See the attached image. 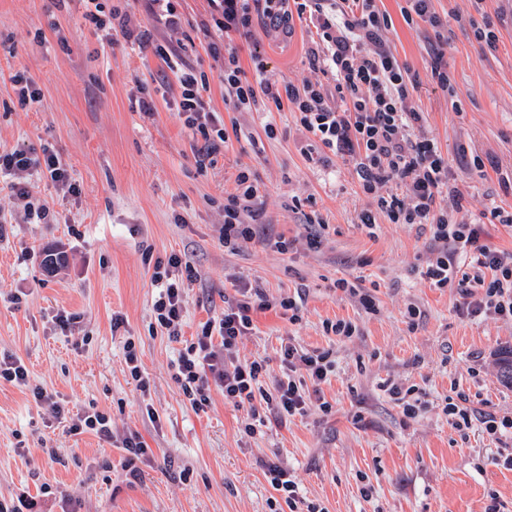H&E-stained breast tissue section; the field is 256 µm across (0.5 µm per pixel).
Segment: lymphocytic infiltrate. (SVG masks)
Here are the masks:
<instances>
[{"instance_id":"1","label":"lymphocytic infiltrate","mask_w":512,"mask_h":512,"mask_svg":"<svg viewBox=\"0 0 512 512\" xmlns=\"http://www.w3.org/2000/svg\"><path fill=\"white\" fill-rule=\"evenodd\" d=\"M208 7L210 32L246 41L256 23L285 26L293 15H308L315 29L312 61L330 71L335 92L319 82L308 81L298 89L268 81L266 66L257 56L252 59L254 76L246 78L233 49L224 55L225 103L237 111L289 107L307 139L302 148L306 156L320 148L353 161L360 187L371 199L358 215L359 224L374 228L383 214L390 223L427 229L431 247L424 275L431 286L462 288V315L511 320L512 250L490 247L483 241L482 225L463 224L449 214L445 198L461 203L465 196L451 178L447 156L424 132V115L414 101L418 76L387 45L383 33L390 17L377 0H341L331 8L325 0H208ZM154 52L177 79V110L185 125L202 137L207 152H216L229 134L210 107L207 74L183 64L186 47L159 44ZM0 172L12 176L9 188L24 200L26 216L41 220L49 212L46 203L32 186L17 181V174L36 173L55 183L66 180L62 161L50 152L1 150ZM236 184V194L224 206L221 231L231 251L254 235L253 225L242 222L241 214L251 210L258 192L248 172H239ZM181 265V258L173 255L167 262H156L153 274L154 282L163 286L153 304L155 320L175 341L181 339L183 282L173 271ZM269 307L262 288L241 286L236 298L225 300L223 316L207 321L179 352L177 379L191 407L205 410L211 389L221 390L226 401L246 413L242 431L248 436L256 433L261 420L259 405H266L282 422L305 415L311 388L326 382L336 365L330 352L308 351L290 342L280 348L283 376L264 387L265 358L243 360L237 350L254 327L253 312ZM263 469L275 492L268 502L270 512L284 506L289 512L301 506L306 512H326L321 505L303 503L286 468L267 462Z\"/></svg>"}]
</instances>
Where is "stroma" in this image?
I'll return each mask as SVG.
<instances>
[{
    "label": "stroma",
    "mask_w": 512,
    "mask_h": 512,
    "mask_svg": "<svg viewBox=\"0 0 512 512\" xmlns=\"http://www.w3.org/2000/svg\"><path fill=\"white\" fill-rule=\"evenodd\" d=\"M128 14L126 31H94L76 0H0V148L50 149L66 166L68 183H39L48 223L25 219L21 200L0 194V354L20 357L28 386L0 383V499L24 493L44 512H269L272 489L263 462H280L302 496L327 512H512V434L479 425L455 429L444 408L460 396L466 407L512 416V385L497 359L512 349V320L469 318L458 288L424 278L430 235L379 217L374 231L357 222L370 205L351 162L310 161L292 112H238L224 102L222 55L237 49L244 70L251 54L277 83L302 86L331 75L307 53L308 20L289 34L257 25L250 45L211 39L207 0H179L177 26L148 14L141 0H108ZM404 0H382L391 25L384 38L416 72L424 131L447 153L450 173L469 203L457 220L480 224L487 244L512 249V231L491 223L490 202L512 205V0H434L445 22L407 24ZM491 26L495 48L477 39ZM195 44L186 61L205 71L211 106L237 136L201 164L200 136L184 126L178 87L155 44ZM442 51L454 91L430 82L433 51ZM22 71L39 92L21 104L11 75ZM165 88L152 113L139 98ZM275 126L268 135L267 126ZM481 158L483 170L472 166ZM260 193L256 223L263 235L229 252L219 239L224 205L240 169ZM318 213L328 228L309 248L304 223ZM287 239L288 252L273 243ZM61 254L54 267L45 252ZM190 260L195 278L183 295L182 336L220 317L225 298L244 283L263 288L271 309L254 313V329L239 344L243 358L262 356L270 378L282 373V341L331 351L336 371L321 386L331 413L311 408L277 422L268 409L261 431L246 436L244 413L212 391L194 411L176 379L180 342L157 327L152 304L156 260ZM360 282L377 313L333 283ZM305 289L301 319L289 323L280 298ZM19 303H12V296ZM420 315L409 321L408 307ZM74 316L69 330L56 323ZM124 323L113 328V315ZM345 320L353 336L326 333L324 321ZM134 339L150 383L142 397L124 370V344ZM424 392L416 418L404 417L386 382ZM45 388L64 408L56 417L32 395ZM157 413L149 419L142 409ZM104 411L116 436L138 432L153 454L130 482L115 445L75 435L76 415Z\"/></svg>",
    "instance_id": "35a3bbf8"
}]
</instances>
